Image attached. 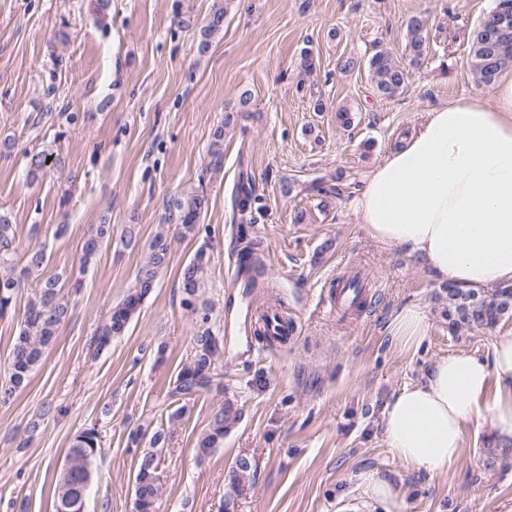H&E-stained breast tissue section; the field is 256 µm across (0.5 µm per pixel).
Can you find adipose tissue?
I'll use <instances>...</instances> for the list:
<instances>
[{
	"mask_svg": "<svg viewBox=\"0 0 512 512\" xmlns=\"http://www.w3.org/2000/svg\"><path fill=\"white\" fill-rule=\"evenodd\" d=\"M369 237L421 260L438 284L479 289L512 283V69L492 100H453L426 112L364 176L351 201ZM489 421L512 444V336L487 356L436 360L386 403L387 448L408 467L446 470L466 427Z\"/></svg>",
	"mask_w": 512,
	"mask_h": 512,
	"instance_id": "1",
	"label": "adipose tissue"
}]
</instances>
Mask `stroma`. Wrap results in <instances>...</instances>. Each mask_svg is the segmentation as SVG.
I'll list each match as a JSON object with an SVG mask.
<instances>
[{"label": "stroma", "instance_id": "1", "mask_svg": "<svg viewBox=\"0 0 512 512\" xmlns=\"http://www.w3.org/2000/svg\"><path fill=\"white\" fill-rule=\"evenodd\" d=\"M495 0H0V211L21 248L47 243L49 259L0 317L6 367L37 279L61 275L71 313L28 385L0 402V512H54V482L75 434L102 437L85 512H132L137 459L148 441L128 435L164 421L174 376L187 360L196 315L181 305L180 271L206 247L203 297L224 334L217 365L223 394L204 393L161 448L157 512H221L238 457L256 465L236 512H382L360 477L393 483L395 512H512V454L486 468L490 424L471 422L459 459L428 474L386 447V402L429 365L456 353L487 355L512 336V318L491 329L450 334L440 287L421 260L376 244L350 207L363 175L398 145L425 112L451 99L490 98L476 80L469 34ZM224 9L209 38L208 15ZM423 15L431 40L410 70L407 92L377 96L366 69L340 71L375 52L406 59V19ZM207 50H200L201 40ZM310 51L313 73L299 63ZM250 103L225 129L224 165L208 167L224 108ZM323 102L315 111V102ZM57 119L34 124L45 107ZM348 108L341 127L337 108ZM50 157L38 181L29 155ZM253 188L251 221H234L239 180ZM199 191L209 199L197 235L174 238L169 267L127 332L96 351L92 338L134 285L167 201ZM302 221H295V214ZM66 225L55 236L57 225ZM96 224L112 242L89 265L82 244ZM135 244H127L126 228ZM256 243L261 288L243 295L235 278ZM351 270L367 278L368 304L352 318L330 314L328 280ZM283 305L293 338L269 345L241 333L238 314ZM417 305L428 332L418 347L391 334L399 310ZM166 361L154 362L158 345ZM240 421L221 448L198 441L222 400Z\"/></svg>", "mask_w": 512, "mask_h": 512}]
</instances>
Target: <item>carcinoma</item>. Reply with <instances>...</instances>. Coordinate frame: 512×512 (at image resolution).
Wrapping results in <instances>:
<instances>
[{
  "label": "carcinoma",
  "instance_id": "obj_1",
  "mask_svg": "<svg viewBox=\"0 0 512 512\" xmlns=\"http://www.w3.org/2000/svg\"><path fill=\"white\" fill-rule=\"evenodd\" d=\"M503 10L512 15V0H497L493 11L485 13L482 22L475 27L469 45L471 67L477 81L492 85L499 73L512 67V39L500 43L494 50V60L477 34L483 21L492 12ZM407 48L411 53L410 64L419 63L430 42V29L422 17L411 16L406 23ZM367 71L374 91L382 98L392 99L408 89L409 70L399 59L387 51H378L367 60ZM215 141L210 152L209 168L219 170L224 165L221 140L224 129L214 132ZM209 199L194 191L170 200L167 223L175 225L179 234L186 238L196 234L200 219L208 210ZM112 242V225H96L82 246V260L89 264L93 257ZM172 240L169 228L164 227L151 238L145 258L135 275V285L126 296L112 306L107 321L97 330L92 342L97 349L107 346L112 338L126 332L132 318L144 299L152 292L159 278L167 270L171 257ZM47 260L46 246L40 245L20 253V244L11 217L0 214V315L11 307L19 288L35 270ZM208 262L205 247H200L180 273L182 299L186 310L202 313L201 324L193 336L190 357L177 371L170 397L177 407L167 415L168 428H174L184 418L185 406L180 401L201 392H208L215 382V365L218 355L224 351V337L209 325L212 309L201 302L202 288ZM61 278L49 276L38 282L37 292L30 301L22 326L15 337L4 380L0 382V399L9 401L29 381L32 373L42 363L45 352L55 339L58 329L70 314L69 301L61 292ZM447 303L443 317L448 330L457 333L472 326L493 327L500 319L512 315V285H501L491 291L483 289H446ZM240 414L234 404L227 402L213 414L208 429L199 441V451L209 453L224 443V435L237 422ZM166 443V432L160 428L150 437L153 450L138 459L135 478L140 480V512H156L163 494L160 479V458L155 449ZM101 454V437L95 427L79 431L65 459L70 467L57 473L54 486L55 512H76L79 492L91 482L94 466ZM255 464L246 457L238 460L231 476V492L227 494L226 509L235 508V497L254 472Z\"/></svg>",
  "mask_w": 512,
  "mask_h": 512
}]
</instances>
